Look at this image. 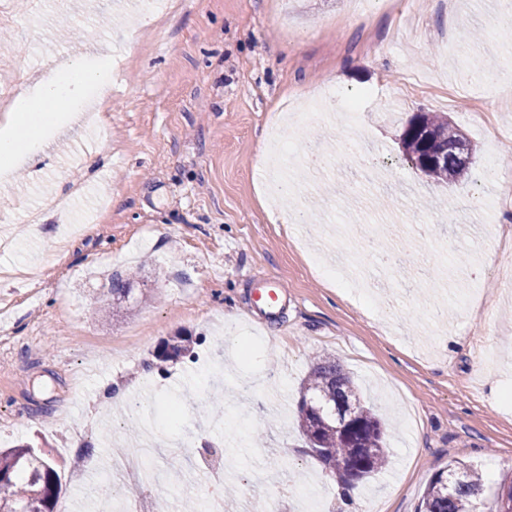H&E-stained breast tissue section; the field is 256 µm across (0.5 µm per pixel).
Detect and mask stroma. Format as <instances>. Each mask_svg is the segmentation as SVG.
I'll list each match as a JSON object with an SVG mask.
<instances>
[{
  "mask_svg": "<svg viewBox=\"0 0 512 512\" xmlns=\"http://www.w3.org/2000/svg\"><path fill=\"white\" fill-rule=\"evenodd\" d=\"M104 52L125 64L103 121L61 130L0 187V237L16 245L0 267L21 272L0 278V418L16 419L0 443L27 440L56 461V512H97L156 391L182 402L163 438L194 434L193 454L216 449L232 464L189 485L159 454L150 465L164 485H140L139 499L184 512L230 481L226 512H262L280 486L253 476L275 470L288 480L282 512H307L305 481L316 512H349L296 425L318 355L336 358L386 424L390 464L357 486L376 512H414L453 460L492 484L512 472V287L498 277L512 264L501 241L512 146L489 167L491 135L471 119L486 112L512 134V0H176L156 18L140 0H0L1 94L17 74ZM320 94L335 123L294 119L300 96ZM418 112L447 113L467 134L476 160L464 182L433 183L405 159L401 134ZM283 133L297 191L264 207L270 143ZM71 183L81 195L55 209ZM46 205L31 231L24 214ZM270 206L307 221L272 222ZM393 216L411 264L380 271L366 296L323 276L357 246L342 225L369 226L376 251ZM79 223L94 229L71 233ZM135 267L142 303L100 318L110 277ZM266 277L287 292L273 320L252 302ZM179 331L192 354L159 362ZM115 387L134 402L108 403ZM216 400L224 419L213 427ZM74 422L84 447L71 445ZM93 452L97 471L85 467Z\"/></svg>",
  "mask_w": 512,
  "mask_h": 512,
  "instance_id": "35a3bbf8",
  "label": "stroma"
}]
</instances>
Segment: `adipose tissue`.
Listing matches in <instances>:
<instances>
[{"label": "adipose tissue", "instance_id": "obj_1", "mask_svg": "<svg viewBox=\"0 0 512 512\" xmlns=\"http://www.w3.org/2000/svg\"><path fill=\"white\" fill-rule=\"evenodd\" d=\"M111 71L110 54L93 62L71 57L35 86L22 87L0 116V181L8 182L31 159L35 145L52 138L89 107L104 110Z\"/></svg>", "mask_w": 512, "mask_h": 512}]
</instances>
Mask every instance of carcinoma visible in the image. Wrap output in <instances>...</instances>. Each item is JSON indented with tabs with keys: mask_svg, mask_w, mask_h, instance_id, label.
I'll use <instances>...</instances> for the list:
<instances>
[{
	"mask_svg": "<svg viewBox=\"0 0 512 512\" xmlns=\"http://www.w3.org/2000/svg\"><path fill=\"white\" fill-rule=\"evenodd\" d=\"M466 134L448 122L443 112L415 114L402 133L404 153L416 168L435 182H458L468 175L474 150L462 155L458 144ZM136 303L133 277L114 275L99 299L97 315L105 317L110 305ZM189 338L174 336L157 352V359L174 361L189 352ZM299 428L307 451L328 470L338 485L352 489L381 473L389 459L384 431L373 407L361 403L354 378L325 356L315 359L301 388ZM347 402L359 408L354 432L336 429V407ZM0 512H54L61 476L48 454L21 444L0 449ZM485 482L468 463L451 461L436 470L423 492L417 512H478ZM487 512H512V473L504 475Z\"/></svg>",
	"mask_w": 512,
	"mask_h": 512,
	"instance_id": "cac0c4a2",
	"label": "carcinoma"
}]
</instances>
